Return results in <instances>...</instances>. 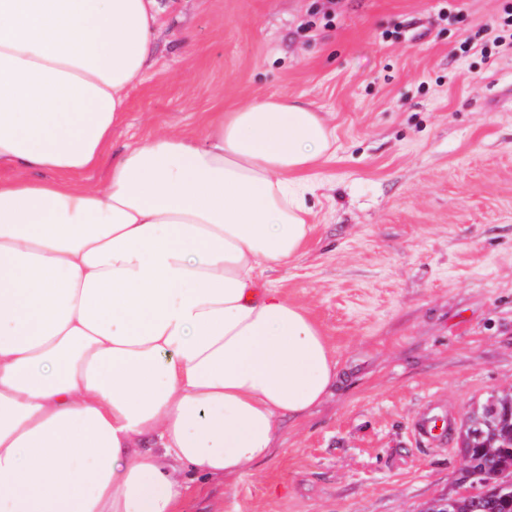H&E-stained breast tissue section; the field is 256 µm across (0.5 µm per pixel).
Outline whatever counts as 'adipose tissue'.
I'll use <instances>...</instances> for the list:
<instances>
[{"mask_svg":"<svg viewBox=\"0 0 512 512\" xmlns=\"http://www.w3.org/2000/svg\"><path fill=\"white\" fill-rule=\"evenodd\" d=\"M162 11L0 0V512H179L339 377L265 277L308 240L320 113L271 97L112 150Z\"/></svg>","mask_w":512,"mask_h":512,"instance_id":"obj_1","label":"adipose tissue"}]
</instances>
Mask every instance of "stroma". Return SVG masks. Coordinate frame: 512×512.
I'll list each match as a JSON object with an SVG mask.
<instances>
[{
  "mask_svg": "<svg viewBox=\"0 0 512 512\" xmlns=\"http://www.w3.org/2000/svg\"><path fill=\"white\" fill-rule=\"evenodd\" d=\"M161 0L152 65L114 148L269 97L326 117L299 259L267 277L342 370L245 474L199 477L180 512H437L463 489L470 412L512 385V47L504 0ZM472 44L461 52L462 41ZM451 419L448 442L412 433Z\"/></svg>",
  "mask_w": 512,
  "mask_h": 512,
  "instance_id": "1",
  "label": "stroma"
}]
</instances>
